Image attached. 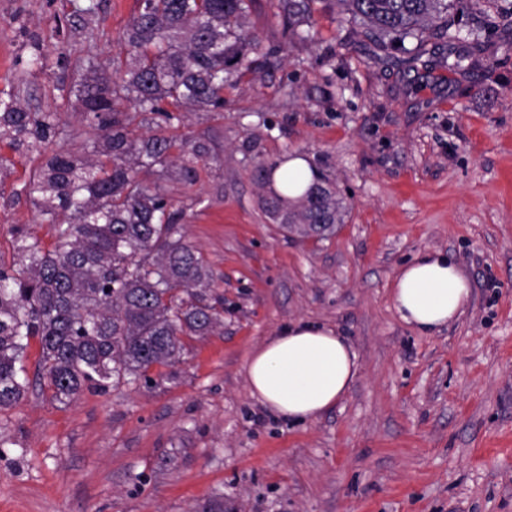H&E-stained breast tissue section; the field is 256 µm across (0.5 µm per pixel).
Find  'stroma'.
Here are the masks:
<instances>
[{
	"mask_svg": "<svg viewBox=\"0 0 512 512\" xmlns=\"http://www.w3.org/2000/svg\"><path fill=\"white\" fill-rule=\"evenodd\" d=\"M94 2L84 15L80 7ZM139 0H0V98L60 113L59 147L91 137L68 90L101 67ZM268 64L184 131L218 155L194 186L164 183L210 262L224 324L186 339L149 382L68 403L29 391L0 412V512H512V0L456 21L491 48L467 70L375 56L347 17L313 5L287 46L277 0H254ZM298 153L329 177L344 220L324 238L266 211L258 161ZM41 158L0 143V260L9 230L43 241L21 188ZM469 278L465 312L426 336L402 321L397 268L424 249ZM334 328L357 355L336 407L305 423L252 396L246 363L286 325Z\"/></svg>",
	"mask_w": 512,
	"mask_h": 512,
	"instance_id": "35a3bbf8",
	"label": "stroma"
}]
</instances>
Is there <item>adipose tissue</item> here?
<instances>
[{
    "instance_id": "ef3b65f1",
    "label": "adipose tissue",
    "mask_w": 512,
    "mask_h": 512,
    "mask_svg": "<svg viewBox=\"0 0 512 512\" xmlns=\"http://www.w3.org/2000/svg\"><path fill=\"white\" fill-rule=\"evenodd\" d=\"M314 175L308 158L297 155L276 169L273 188L294 201L313 183ZM391 299L405 323L431 334L464 312L471 287L445 253L423 250L397 271ZM356 374V356L347 339L333 328L304 321L282 329L246 364L252 396L296 423L332 409Z\"/></svg>"
}]
</instances>
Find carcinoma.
Instances as JSON below:
<instances>
[{
  "label": "carcinoma",
  "instance_id": "carcinoma-1",
  "mask_svg": "<svg viewBox=\"0 0 512 512\" xmlns=\"http://www.w3.org/2000/svg\"><path fill=\"white\" fill-rule=\"evenodd\" d=\"M315 0H284L282 37L307 39ZM379 51L396 50L413 68L432 38L448 40L440 65L473 66L485 50L452 19L482 11L481 0H332ZM253 0H140L123 53L108 78L87 59L74 84L79 111L94 131L81 152L53 150L66 135L56 112H28L0 99V141L36 149L41 163L23 190L50 226L52 244L11 230L18 263L0 262V410L29 390L23 362L31 338L41 347L39 386L60 403L84 391L107 393L122 382L149 380L155 365L178 362L183 337L206 336L224 322L217 276L184 241L182 212L165 186L149 182L155 166L179 151L178 181L193 186L199 165L218 163L210 147L169 134L178 112L224 109L228 76L260 65V44L246 25ZM150 115L149 134L130 128L126 108ZM270 216L293 230L343 221L336 192L313 183L286 208L278 196Z\"/></svg>",
  "mask_w": 512,
  "mask_h": 512
}]
</instances>
